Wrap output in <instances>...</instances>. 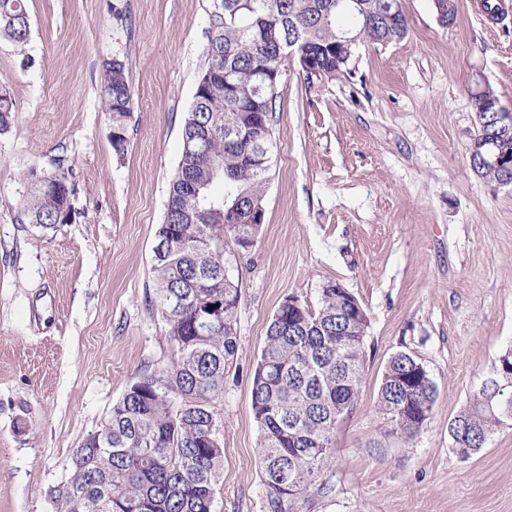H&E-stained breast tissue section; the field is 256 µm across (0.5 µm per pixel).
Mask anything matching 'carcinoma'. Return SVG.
Segmentation results:
<instances>
[{
	"label": "carcinoma",
	"mask_w": 512,
	"mask_h": 512,
	"mask_svg": "<svg viewBox=\"0 0 512 512\" xmlns=\"http://www.w3.org/2000/svg\"><path fill=\"white\" fill-rule=\"evenodd\" d=\"M374 13L336 9V0H218L211 15L208 66L198 78L182 126V151L172 174L158 242L165 256L152 259L153 306L174 347L169 364L131 383L112 404L107 420L73 453L72 473L59 491L62 512H212L224 466L211 397L223 388L224 371L238 350V285L228 273L224 242L257 245L261 225L246 223L265 206L277 145L247 131V112L272 126L284 69L279 56L288 36L320 69L319 76L351 77L341 61L355 45L336 41L350 32L358 43L384 45L407 34L401 0H367ZM26 0H0V36L27 42ZM101 93L112 127L128 133L132 91L126 63L105 64ZM208 132L198 147L199 132ZM27 185L22 214L44 230L60 222L65 194L40 181ZM224 302V322L206 326L212 302ZM369 319L342 284L320 290L316 309L300 300L289 319L272 316L253 380L251 404L260 429L258 463L273 512H301L298 505L330 491L336 429L357 405L364 378V339ZM422 363L399 352L386 366L376 413L409 442L429 423L437 401L430 379L404 378ZM512 402L484 382L469 407L450 424L452 443L477 451L501 426Z\"/></svg>",
	"instance_id": "1"
}]
</instances>
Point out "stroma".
<instances>
[{
    "instance_id": "1",
    "label": "stroma",
    "mask_w": 512,
    "mask_h": 512,
    "mask_svg": "<svg viewBox=\"0 0 512 512\" xmlns=\"http://www.w3.org/2000/svg\"><path fill=\"white\" fill-rule=\"evenodd\" d=\"M403 0L408 31L359 45L351 79L288 60L259 243L226 254L241 288L239 348L213 397L224 469L212 512H272L257 461L251 387L267 326L290 295L348 288L369 315L365 378L336 433L331 493L304 512H512V420L468 460L451 421L512 350V185L470 167L473 93L512 108V0ZM25 44L0 38L14 101L0 134V512H60L75 448L173 346L153 307L152 250L181 127L206 68L213 0H27ZM133 93L116 154L105 61ZM68 169L75 214L42 231L20 213L24 173ZM413 355L437 389L411 442L375 412L391 356Z\"/></svg>"
}]
</instances>
